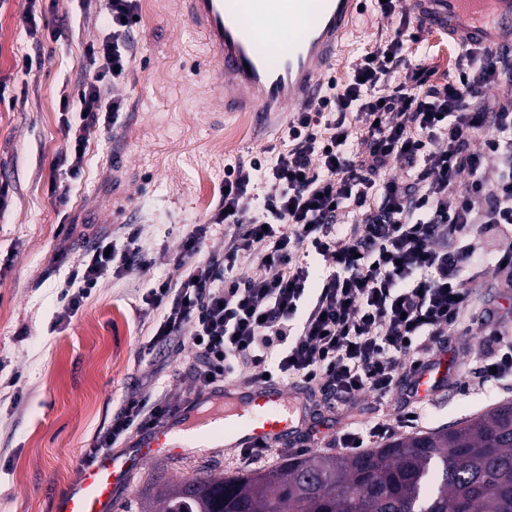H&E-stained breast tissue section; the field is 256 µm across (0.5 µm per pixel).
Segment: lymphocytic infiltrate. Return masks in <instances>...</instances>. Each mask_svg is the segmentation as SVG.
Segmentation results:
<instances>
[{
	"instance_id": "1",
	"label": "lymphocytic infiltrate",
	"mask_w": 512,
	"mask_h": 512,
	"mask_svg": "<svg viewBox=\"0 0 512 512\" xmlns=\"http://www.w3.org/2000/svg\"><path fill=\"white\" fill-rule=\"evenodd\" d=\"M400 2L376 5L398 17L396 37L329 80L315 108L294 114L270 164L225 165L217 207L181 240L184 273L142 296L143 315L157 318L143 353L189 348L193 393L266 377L344 404L398 396L395 423L337 436L348 453L417 426L415 376L443 354L470 284L490 268H512V100L488 95L512 82V57L462 47L452 75L433 80L431 68L407 64L404 45L422 43L423 31L411 29ZM135 10L134 0H108L111 31L87 50L95 71L62 103L80 124L58 161L64 177L51 184L59 203L81 174L91 130L116 125L124 110L104 87L128 67ZM394 163L401 174H389ZM217 225L224 250L201 257ZM124 235L119 250L93 243L61 289L59 320L73 317L101 278L144 264L140 228L126 225ZM486 343L482 377H512V336L490 330ZM171 411L153 388L131 392L84 463Z\"/></svg>"
}]
</instances>
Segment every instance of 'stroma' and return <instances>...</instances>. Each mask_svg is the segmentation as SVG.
<instances>
[{
	"instance_id": "stroma-1",
	"label": "stroma",
	"mask_w": 512,
	"mask_h": 512,
	"mask_svg": "<svg viewBox=\"0 0 512 512\" xmlns=\"http://www.w3.org/2000/svg\"><path fill=\"white\" fill-rule=\"evenodd\" d=\"M35 22H26L28 11ZM398 22L357 14L332 70L344 75L357 57L394 38ZM109 30L104 0H0V512H53L56 495L78 475V461L132 390L157 373L158 392L187 401L189 351L144 355L153 321L137 309L146 288L175 281L182 236L206 223L218 205L224 167L262 155L276 143V124L250 122L233 147L224 138L237 115L216 111L206 77L209 57L181 0L142 15L131 32L124 78L105 96L125 104L114 130L91 133L81 177L67 204L50 190L54 163L69 136L61 101L89 78L86 49ZM426 49L406 47L412 63L441 79L454 68L452 39L426 32ZM137 224L147 263L121 279L100 280L78 313L58 324L59 286L96 235L123 244ZM467 333L446 337L454 369L424 402L418 429L429 432L512 401V380L485 381L472 363L487 351L486 327L512 309V271H491L470 285ZM320 436L307 453H331V439L377 414L394 418L397 400L362 397L351 408L319 399ZM230 448L158 453L115 492L112 512H138L155 480L249 474Z\"/></svg>"
}]
</instances>
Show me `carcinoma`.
<instances>
[{"instance_id": "1", "label": "carcinoma", "mask_w": 512, "mask_h": 512, "mask_svg": "<svg viewBox=\"0 0 512 512\" xmlns=\"http://www.w3.org/2000/svg\"><path fill=\"white\" fill-rule=\"evenodd\" d=\"M140 512H512V402L347 457L160 482Z\"/></svg>"}]
</instances>
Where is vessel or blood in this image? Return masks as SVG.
<instances>
[{
  "instance_id": "b4317fda",
  "label": "vessel or blood",
  "mask_w": 512,
  "mask_h": 512,
  "mask_svg": "<svg viewBox=\"0 0 512 512\" xmlns=\"http://www.w3.org/2000/svg\"><path fill=\"white\" fill-rule=\"evenodd\" d=\"M356 0H183L184 15L200 33L217 63L209 76L212 101L224 112H252L260 117L290 115L314 104L322 90L319 75L336 60L338 41L353 19ZM417 23L438 27L461 43L495 54L512 43V0H413ZM279 37L283 24L296 33L276 56L260 47L254 21ZM447 364L418 378L419 400L438 389ZM202 400L217 401V411L201 416L196 405L181 407L152 432L140 436L130 454L84 464L79 476L53 504L54 512H112L114 492L126 484L135 465L164 449L209 448L223 440L228 448L285 444L302 431L308 415L291 406L278 383L267 381L223 393L204 390Z\"/></svg>"
}]
</instances>
